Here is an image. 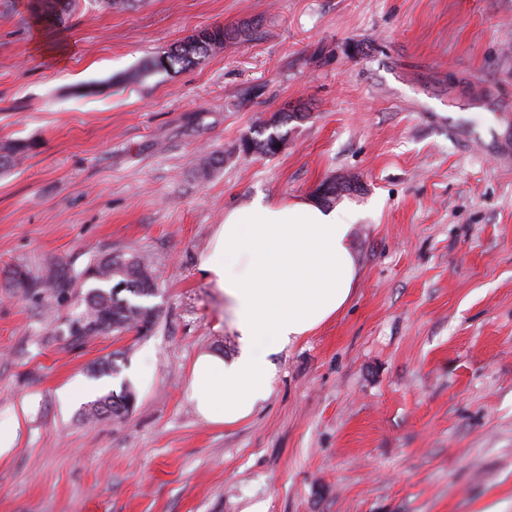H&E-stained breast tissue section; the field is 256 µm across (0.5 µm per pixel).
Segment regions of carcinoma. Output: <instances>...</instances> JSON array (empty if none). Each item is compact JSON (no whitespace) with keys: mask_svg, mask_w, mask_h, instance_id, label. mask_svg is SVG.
<instances>
[{"mask_svg":"<svg viewBox=\"0 0 512 512\" xmlns=\"http://www.w3.org/2000/svg\"><path fill=\"white\" fill-rule=\"evenodd\" d=\"M250 29L245 26H211L199 30L187 40L176 45L151 64L153 70L185 67L204 59L217 46L231 42L247 41ZM308 118L306 112H275L270 119L261 122L254 136L243 137L237 145L240 154L273 156L278 153V142L284 141L280 127L292 120ZM31 149L30 144L7 142L0 144V171L15 165L17 159ZM96 282L85 297L83 312L67 321L63 335L75 340L107 334H123L151 330L159 315L153 306L130 301L121 296L127 292L136 298H149L158 291L157 276L151 262L140 252L100 253L79 273L65 271L61 262L47 267L44 273L32 275L19 269L14 272V283L25 293L51 292L62 294L76 281ZM133 395L128 391L109 392L85 409L87 419H121L130 410Z\"/></svg>","mask_w":512,"mask_h":512,"instance_id":"obj_1","label":"carcinoma"}]
</instances>
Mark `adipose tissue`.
I'll return each mask as SVG.
<instances>
[{
    "mask_svg": "<svg viewBox=\"0 0 512 512\" xmlns=\"http://www.w3.org/2000/svg\"><path fill=\"white\" fill-rule=\"evenodd\" d=\"M359 218L352 206L310 197L259 198L225 210L198 268L224 296L238 352L196 358L188 395L202 419H249L273 392L276 355L346 306L358 278L352 238Z\"/></svg>",
    "mask_w": 512,
    "mask_h": 512,
    "instance_id": "adipose-tissue-1",
    "label": "adipose tissue"
}]
</instances>
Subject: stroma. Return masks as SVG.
Listing matches in <instances>:
<instances>
[{
    "instance_id": "stroma-1",
    "label": "stroma",
    "mask_w": 512,
    "mask_h": 512,
    "mask_svg": "<svg viewBox=\"0 0 512 512\" xmlns=\"http://www.w3.org/2000/svg\"><path fill=\"white\" fill-rule=\"evenodd\" d=\"M0 0V512H512V0ZM252 37L145 74L213 25ZM274 156L233 153L276 112ZM220 154L208 179L198 168ZM350 174L364 216L345 308L275 358L270 398L211 425L187 393L201 352L232 357L198 271L226 208L315 195ZM137 250L159 277L147 334L56 328L87 285L16 288L19 267ZM88 421L59 393L114 352ZM147 384L132 383L138 363ZM133 402V395L131 392L122 391L119 394L113 391L99 397L92 404L88 405L85 409L87 419H101L112 418L121 419L130 410ZM29 403L23 400L14 411L10 423L0 427V458L9 456L16 448L20 429L29 414Z\"/></svg>"
}]
</instances>
